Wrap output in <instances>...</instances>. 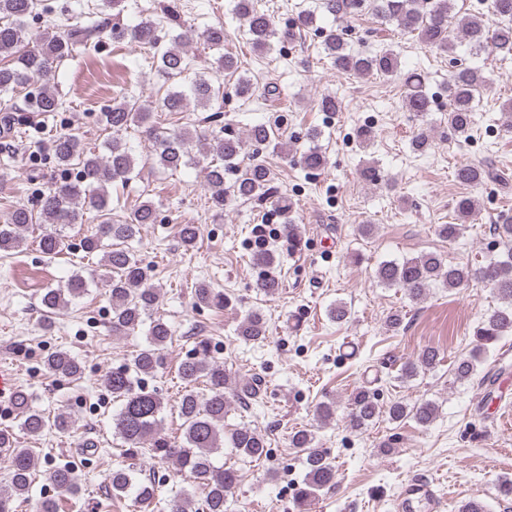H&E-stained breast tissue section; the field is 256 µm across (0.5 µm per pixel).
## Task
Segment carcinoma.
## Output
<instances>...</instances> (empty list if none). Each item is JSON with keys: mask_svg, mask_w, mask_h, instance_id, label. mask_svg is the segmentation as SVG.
Here are the masks:
<instances>
[{"mask_svg": "<svg viewBox=\"0 0 512 512\" xmlns=\"http://www.w3.org/2000/svg\"><path fill=\"white\" fill-rule=\"evenodd\" d=\"M366 1L378 23L394 24L405 32L415 33L426 47L450 56L448 130L456 138L470 137L475 112L479 110L480 93L491 84V79L480 66L458 62L456 42L467 43L476 55L485 52L504 57L512 55V0H486L488 14L494 18L492 28L487 26L482 14L457 15L456 0H325V8L336 18V26L325 35L323 49L336 69L345 73L400 79L405 87V109L422 117L431 111V97L425 90L422 73L403 72L398 56L391 49L364 56L348 48L345 39L347 23L362 13ZM38 2L0 0V114L6 129H11V125L18 121L17 112L21 111L9 94L33 80L38 82V86L27 95L29 111L39 114L60 111L63 102L53 82V65L72 58L79 48H96L102 43V34L106 31L114 42L128 41L153 50L157 73L165 81L173 83L158 99V111L182 112L192 103L197 108L213 111L214 117H220L221 87L194 72V64L181 47L183 38L164 48L160 45L153 20L144 18L134 26H125L118 22L119 14L106 13L100 20L86 26L60 24L53 34L41 36L36 47L26 49L25 22L35 14ZM235 9L246 22L253 49L263 52L273 40L281 43L294 40L295 29L277 27L270 14L256 8L255 0H237ZM201 39L209 48L220 51L215 61L217 73L238 70L234 57L222 53L224 24L208 26L203 30ZM151 118L152 110L136 101L124 98L113 102L98 117L99 124L112 133L102 153L88 149L72 132L56 135L52 142L53 158L62 167L77 166V176L48 186L42 193L39 213L35 214L23 206L12 209L0 223V252L22 247L23 232L30 225L46 224L48 228L40 237L39 248L44 255L55 257L68 247L64 230L72 224L82 223L85 211L94 210L103 217V221L82 239V247L89 254L102 253L101 266L110 272L108 292L112 306V333L125 335L148 324L146 346L127 362L113 368L104 379L112 397L121 402L120 409L112 414V436L122 442L132 457L147 449L162 462H175L179 471L202 490L197 508H192L191 493L187 491L170 504L171 512H189L191 509L194 512H230L241 476L233 467L217 465L213 455L222 452L227 443L246 458L267 456L264 437L248 425L239 426L229 435H224V417L229 406L244 398H260L261 378L232 385L224 363L212 355L208 340L201 338L195 341L178 369L185 385L178 404L183 427L180 437H171L163 431V394L155 387L150 389L142 384V376L153 375L163 366L164 352L172 339L173 329L163 318L152 316L158 301V289L151 283V268L134 257L127 243L137 235L141 225L155 223L157 213L153 204L145 201L123 221H112L107 186L118 181L127 183L139 176L136 158L127 146L123 132L134 122L147 125L152 130ZM282 123L283 119L279 118L271 125H255L244 139L223 126L209 138L186 128L159 134L156 136V164L170 171L197 164L199 160L192 154V147L193 142L200 143L205 156L212 157L202 167L212 205L219 210L224 209L229 193L246 200H269L284 218L288 238L295 241L298 229L292 218L294 202L275 190L272 172L262 161L254 158L244 167L239 162L248 143L257 147H282ZM300 164L306 170L321 171L327 160L318 148L310 147L300 153ZM455 177L459 182L470 185L507 181V177L491 164L461 165L455 170ZM477 208L478 200L472 196L456 199L455 222L438 225V235L450 243L459 239ZM178 234L183 246L190 248L196 244L199 227L181 224ZM375 277L387 287L404 290L412 301L423 299L436 283L453 290L477 281L496 291L502 307L476 327L475 353L455 363L454 376L459 381L468 380L476 374L480 354L488 345L512 335V253L503 261L474 268L468 264L448 263L441 255L429 252L402 260L383 261L378 265ZM87 286L88 280L77 272L65 287L46 289L41 296V305L53 312L62 310L83 295ZM194 297L199 308L224 307V294L204 282L196 285ZM238 336L247 342H264L266 321L263 314L249 312L238 327ZM437 362L438 351L429 347L417 358L403 364L401 377L411 379L419 371L434 367ZM45 365L55 377L75 378L81 374L79 362L64 349L51 354ZM200 383L204 384V389L199 391L197 385ZM13 407L20 429L30 435H40L47 428L64 435L71 433L74 427L71 415L63 411L57 413L53 421H47L25 389L16 391ZM437 412L438 407L431 401L413 407L396 401L389 407L388 416L393 421L411 418L418 425L427 427L435 420ZM379 413L375 392L362 388L351 396L352 427L359 429L368 425ZM313 441V434L304 430L293 433L289 438L290 446L305 455L306 473L299 491L302 504L330 487L336 476L331 458L323 449L313 447ZM0 448L10 450V480L0 488V512H12V501L29 493L37 457L33 449L17 447L13 435L7 431L0 430ZM46 475L60 494L71 498L79 495L80 485L72 464H52ZM109 482L113 494L123 495L133 490L136 499L148 505L155 499L159 487L154 480L137 481L134 470L123 467L112 470Z\"/></svg>", "mask_w": 512, "mask_h": 512, "instance_id": "carcinoma-1", "label": "carcinoma"}]
</instances>
